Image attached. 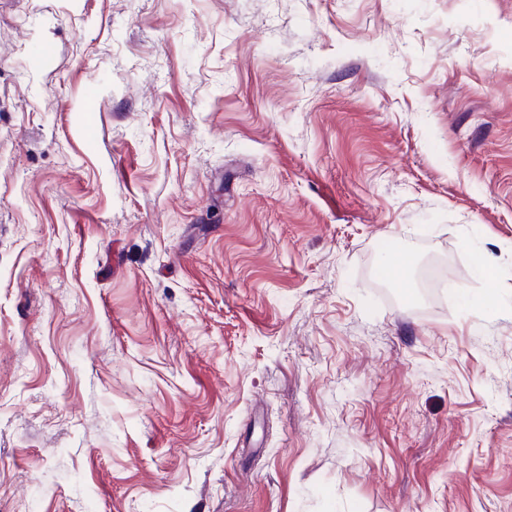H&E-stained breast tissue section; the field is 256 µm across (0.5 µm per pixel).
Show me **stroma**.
<instances>
[{"label": "stroma", "instance_id": "stroma-1", "mask_svg": "<svg viewBox=\"0 0 512 512\" xmlns=\"http://www.w3.org/2000/svg\"><path fill=\"white\" fill-rule=\"evenodd\" d=\"M0 512H512V0H0Z\"/></svg>", "mask_w": 512, "mask_h": 512}]
</instances>
